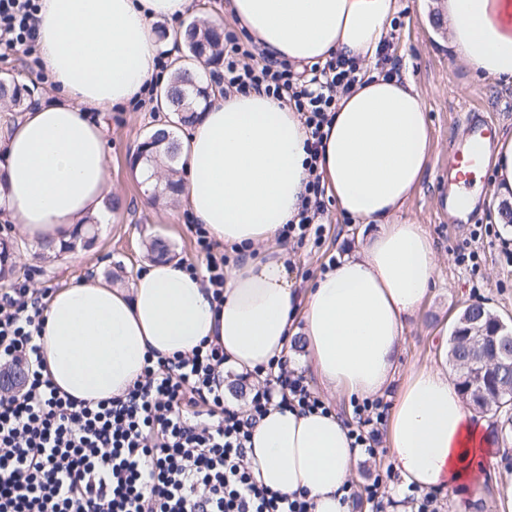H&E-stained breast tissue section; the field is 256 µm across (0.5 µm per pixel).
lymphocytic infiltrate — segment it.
I'll return each instance as SVG.
<instances>
[{"mask_svg":"<svg viewBox=\"0 0 512 512\" xmlns=\"http://www.w3.org/2000/svg\"><path fill=\"white\" fill-rule=\"evenodd\" d=\"M40 0H0V59L33 53ZM254 44L224 55V94L255 91L287 103L305 128L308 180L285 241L321 245L325 187L319 162L325 128L341 95L358 81L342 55L295 72L256 62ZM47 293L0 289V371L22 368L20 388L0 387V512H313L304 493L271 491L256 481L247 456L252 428L269 406L307 413L325 403L286 360L268 368L246 411L224 403V350L148 361L124 396L98 402L61 394L42 375L41 334ZM351 447L373 458L377 427L390 401L351 400Z\"/></svg>","mask_w":512,"mask_h":512,"instance_id":"obj_1","label":"lymphocytic infiltrate"}]
</instances>
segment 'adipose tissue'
<instances>
[{"label":"adipose tissue","mask_w":512,"mask_h":512,"mask_svg":"<svg viewBox=\"0 0 512 512\" xmlns=\"http://www.w3.org/2000/svg\"><path fill=\"white\" fill-rule=\"evenodd\" d=\"M193 0H41L39 65L58 90L22 114L0 112V205L14 230L48 255L84 225L112 218L104 115L154 80V21L168 48ZM399 0H225L224 10L265 55L303 66L342 53L359 81L341 97L319 171L346 215L379 224L351 255L298 292L279 244L307 180L306 134L286 103L256 92L217 100L180 140L181 200L209 239L243 254L214 301L178 261L151 263L130 288L99 278L54 291L39 343L43 375L62 394L119 397L148 355L220 344L239 374L296 356L327 391L361 399L393 379L401 340L431 297L437 265L422 225L396 216L419 189L431 151L425 105L409 78L381 73L377 53ZM448 43L479 75L512 81V0H443ZM436 364L412 370L387 422L391 472L424 492L480 495L491 453L486 421ZM248 457L274 491L307 492L314 512H349L341 497L358 452L336 411L270 408Z\"/></svg>","instance_id":"adipose-tissue-1"}]
</instances>
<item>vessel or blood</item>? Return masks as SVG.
<instances>
[{
    "label": "vessel or blood",
    "mask_w": 512,
    "mask_h": 512,
    "mask_svg": "<svg viewBox=\"0 0 512 512\" xmlns=\"http://www.w3.org/2000/svg\"><path fill=\"white\" fill-rule=\"evenodd\" d=\"M491 140V124L479 111H470L465 135L448 148V181L457 189L470 185L475 171L484 169L486 147Z\"/></svg>",
    "instance_id": "1"
}]
</instances>
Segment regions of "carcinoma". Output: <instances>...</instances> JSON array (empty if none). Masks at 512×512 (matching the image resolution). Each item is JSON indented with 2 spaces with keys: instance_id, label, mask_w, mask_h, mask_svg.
I'll return each mask as SVG.
<instances>
[{
  "instance_id": "obj_1",
  "label": "carcinoma",
  "mask_w": 512,
  "mask_h": 512,
  "mask_svg": "<svg viewBox=\"0 0 512 512\" xmlns=\"http://www.w3.org/2000/svg\"><path fill=\"white\" fill-rule=\"evenodd\" d=\"M183 60L199 59L213 67L212 74H220L223 64V33L195 21L183 24ZM218 91L212 81L199 80L189 68L181 66L175 70L171 83L165 89V98L170 116L163 128L150 129L141 144L137 158L149 165L167 167L169 175L178 173L179 143L174 129L192 123L199 104H208ZM34 90L19 82L16 76L7 73L0 77V101L7 99L11 106L22 110L32 98ZM471 314L480 319L486 330L493 331L499 324L497 314L485 304L474 302ZM467 324L457 320L448 337V361L455 371L456 381L465 400L475 408L494 415L508 416L512 413V373L497 366L479 367L474 363L473 346L464 340L462 332Z\"/></svg>"
}]
</instances>
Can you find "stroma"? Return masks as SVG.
Returning a JSON list of instances; mask_svg holds the SVG:
<instances>
[{
	"label": "stroma",
	"instance_id": "stroma-1",
	"mask_svg": "<svg viewBox=\"0 0 512 512\" xmlns=\"http://www.w3.org/2000/svg\"><path fill=\"white\" fill-rule=\"evenodd\" d=\"M391 34V53L400 75L411 79L424 101L432 137L422 184L398 218L424 225L438 252L434 295L411 319L403 338L397 372L402 378L434 359L442 334L466 304L485 303L512 325V262L506 261L500 248L501 240L512 241V223L500 217L504 203L492 192V171H484L480 200L467 219L449 222L446 204L449 143L462 138L463 119L471 109L481 110L497 132L512 131V83L479 77L453 55L438 0H401ZM161 118L152 108L140 110L130 104L107 113L109 182L120 201L111 224L98 227L92 243H77L73 250L51 257L17 233H9L7 240L18 260L0 279V288L23 283L53 291L93 272L126 287L152 262L148 245L157 237L168 241L172 257L203 265L180 203L149 200L132 166L138 144ZM326 207L322 246L297 247L288 253L302 288L321 274L329 256L354 252L365 236L378 230L374 224L353 222L335 200H327ZM470 252L474 260L459 261V254ZM486 423L495 458L486 464L481 496L456 492L438 498L437 512H512V502L503 493L512 485V423L493 415L487 416Z\"/></svg>",
	"mask_w": 512,
	"mask_h": 512
}]
</instances>
